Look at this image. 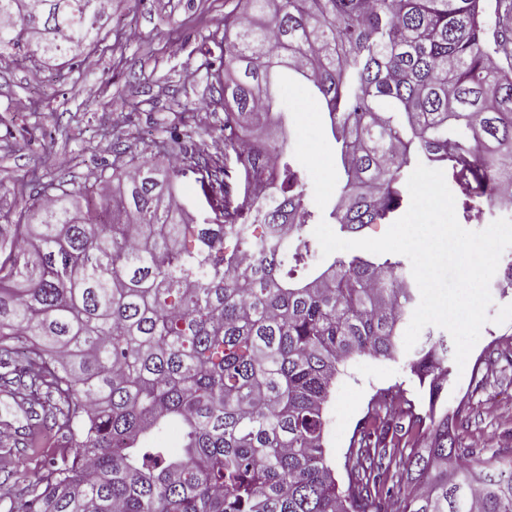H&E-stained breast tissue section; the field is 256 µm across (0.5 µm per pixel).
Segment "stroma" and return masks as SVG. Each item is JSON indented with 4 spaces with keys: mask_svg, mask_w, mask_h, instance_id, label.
I'll use <instances>...</instances> for the list:
<instances>
[{
    "mask_svg": "<svg viewBox=\"0 0 512 512\" xmlns=\"http://www.w3.org/2000/svg\"><path fill=\"white\" fill-rule=\"evenodd\" d=\"M235 3L112 0V18L99 36L93 66L58 59L35 66L0 57V214L20 210L11 187L36 172L91 193L99 169L111 158L112 140L105 132L112 128L133 153L148 135L175 131L189 148L205 142L211 154H219L224 111L210 90L206 69L219 64L221 52L212 36ZM280 98L292 115L289 146L307 174L309 195L332 199L338 188L336 150L321 104L301 83L283 85ZM489 290L490 320L473 348L485 359L478 373L481 385L463 398L459 390L466 375L454 372L448 379V408L468 422L461 443L479 446L487 457L512 449V365L488 358L493 349H512V321L492 320L501 306L512 304V295L502 296L494 282ZM390 389L403 399L392 410L402 425L395 446L425 447L424 426L417 418L425 414L428 399L406 356H353L336 377L325 408L326 448L338 483L347 480L344 462L355 428L375 418L381 394ZM55 449L51 437L21 449L19 466L26 481L0 480V512H6L10 499L37 487Z\"/></svg>",
    "mask_w": 512,
    "mask_h": 512,
    "instance_id": "obj_1",
    "label": "stroma"
}]
</instances>
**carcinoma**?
Instances as JSON below:
<instances>
[{
    "instance_id": "1",
    "label": "carcinoma",
    "mask_w": 512,
    "mask_h": 512,
    "mask_svg": "<svg viewBox=\"0 0 512 512\" xmlns=\"http://www.w3.org/2000/svg\"><path fill=\"white\" fill-rule=\"evenodd\" d=\"M224 16L212 89L224 153L170 137L136 157L112 133L98 202L35 176L38 207L0 224L37 269L0 259V392L48 401L41 428L60 451L42 489L8 512H512V457L455 447L437 409L448 337L408 358L428 395L427 445L389 447L397 426L364 423L339 488L324 405L350 357L395 359L416 291L399 261L319 258L306 228L391 224L417 164L461 170L492 209L512 206V67L495 61L512 27L487 0H241ZM0 55L35 45L74 60L112 14L101 0H0ZM297 81L326 108L341 202L312 203L288 150L278 90ZM179 151L160 169L154 154ZM205 202L187 218L176 179ZM270 224L287 226L272 247ZM255 249L257 263L241 254ZM175 430L178 447L162 436ZM409 485L387 484L393 461Z\"/></svg>"
}]
</instances>
